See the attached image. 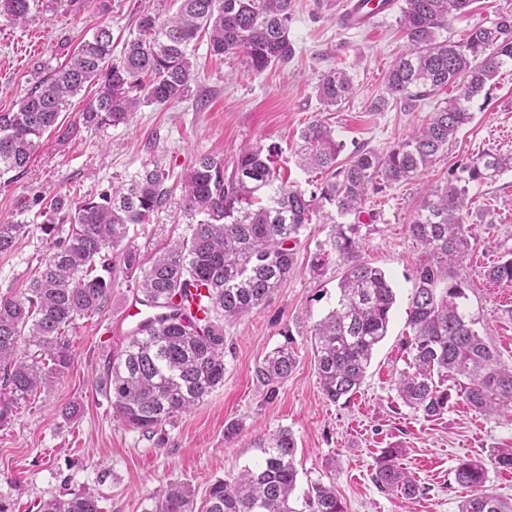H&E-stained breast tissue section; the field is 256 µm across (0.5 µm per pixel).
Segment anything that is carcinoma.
I'll list each match as a JSON object with an SVG mask.
<instances>
[{"mask_svg":"<svg viewBox=\"0 0 512 512\" xmlns=\"http://www.w3.org/2000/svg\"><path fill=\"white\" fill-rule=\"evenodd\" d=\"M33 0H0V13L26 22ZM167 16L144 12L138 36L122 58L112 61V33L99 29L80 42L65 65L41 80L17 104L0 112V179L26 170L43 135L56 127L69 98L85 85L97 93L82 112L88 127L126 124L142 104H171L188 97L195 79L191 45L208 37L210 53L242 55L249 72L286 65L295 55L288 34L292 0H178ZM475 0H403L399 25L407 51L384 76V92L372 105L413 109L433 92L452 86L456 95L437 107L417 130L382 153L361 146L339 162L343 144L317 119L299 132L296 163L319 179L311 189L289 185L278 166L279 148L244 144L231 165L200 156L181 175V207L191 234L176 240L144 266L129 236L147 224L172 192L170 170L145 163L128 181L96 197L42 211L40 231L51 252L40 260L27 285L0 295V428L10 425L20 401L53 383L72 364L67 331L76 321L104 311L116 271L136 292L171 314L128 337L122 354L108 362L100 389L113 416L152 435L175 422L224 383V322L262 310L296 268L297 244L307 224L330 225L313 266L342 267L333 307L312 326L316 373L333 403L362 385L375 350L388 333L396 298L383 270L362 257L361 215L371 197L419 177L448 149L473 119L470 105L486 86L512 66V14L472 27L462 42L440 38L448 18L472 10ZM354 92L347 70L326 71L316 97L324 110ZM512 169V155L484 151L460 167L454 180L422 196L409 231L420 245L414 292L404 341L405 367L395 385L403 403L425 418L448 412L452 395L483 415L512 412V365L475 329L460 299L459 270L479 231L491 228L490 210L473 211L468 187ZM26 224H0V253L12 251ZM486 277L512 288V256L491 266ZM206 292L202 315L181 312L191 290ZM267 352L256 377L268 393L297 364L290 331ZM262 459L231 480L208 488L205 512H298L291 503L298 472L297 441L282 428L256 443ZM454 482L469 491L458 512H512L487 489L484 462L465 458L452 469ZM376 486L412 499L420 487L399 462L396 448L377 457ZM143 512H194L190 486L169 483L150 497ZM308 512H347L331 484L314 482L304 497ZM37 512H103L90 491L53 493Z\"/></svg>","mask_w":512,"mask_h":512,"instance_id":"carcinoma-1","label":"carcinoma"}]
</instances>
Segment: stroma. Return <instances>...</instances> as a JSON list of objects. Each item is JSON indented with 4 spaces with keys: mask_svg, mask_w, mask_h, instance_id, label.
<instances>
[{
    "mask_svg": "<svg viewBox=\"0 0 512 512\" xmlns=\"http://www.w3.org/2000/svg\"><path fill=\"white\" fill-rule=\"evenodd\" d=\"M175 12L176 0H35L26 24L0 14V112H7L37 81L53 73L78 43L98 28L112 33V57L120 59L136 34L141 10ZM512 13V0H477L465 17L451 19L441 36L463 38L475 24ZM296 53L288 65L255 75L239 59L210 56L197 46V70L190 95L168 105L144 104L131 123L91 129L82 110L94 96L85 86L71 98L57 127L44 134L24 174L0 180V222L30 230L15 248L0 254V295L26 287L38 262L50 251L39 231L46 202L95 195L129 180L144 163L157 161L171 171L173 192L150 223L130 234L143 258L187 237L191 221L181 210L178 180L199 156L231 161L246 143L280 147L279 163L292 185L307 176L295 164L300 130L320 119L329 124L348 159L360 146L385 151L408 136L437 103L453 93L445 87L406 111L399 106L374 112L369 104L383 90L384 75L406 49L395 15L366 30H345L335 8L323 0H295L288 23ZM347 68L355 92L324 111L316 98L321 74ZM473 120L455 143L416 181L371 198L360 226L363 256L383 269L396 292L386 338L378 346L367 377L349 403H331L316 374L312 325L334 303L341 275L337 265L316 272L312 257L328 234L309 224L300 235L294 273L261 311L225 323L223 385L190 412L163 425L154 436L122 424L108 398L96 388L126 335H108L105 325L119 315L134 293L133 283L117 277L108 305L91 319L78 320L69 333L72 364L51 391L21 404L10 427L0 429V499L13 512H28L47 494L88 490L101 496L103 512H143L164 483L189 484L195 507H202L209 485L254 465L262 453L259 438L290 429L297 441L298 491L314 481L331 483L347 512H458L465 489L452 480L458 460L489 463L494 449L512 446V417L484 416L453 397L440 418L430 420L404 405L393 384L402 367V342L421 248L408 226L426 188L453 179L472 155L494 150L512 154V69L492 81L488 95L472 105ZM474 207L493 209L494 226L481 232L461 271L464 306L481 334L505 363H512V289L491 282L486 269L512 252V170L469 187ZM296 340L298 363L274 395H267L255 369L264 354L281 343L283 332ZM79 404L78 417L63 410ZM239 433L225 438L228 425ZM385 448L400 451V462L422 493L405 499L380 490L372 479L375 458Z\"/></svg>",
    "mask_w": 512,
    "mask_h": 512,
    "instance_id": "obj_1",
    "label": "stroma"
}]
</instances>
